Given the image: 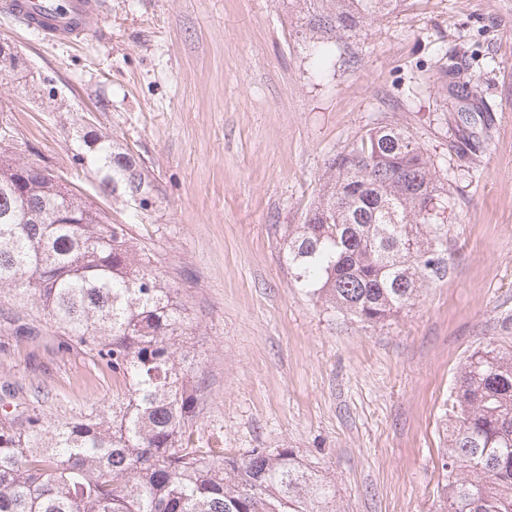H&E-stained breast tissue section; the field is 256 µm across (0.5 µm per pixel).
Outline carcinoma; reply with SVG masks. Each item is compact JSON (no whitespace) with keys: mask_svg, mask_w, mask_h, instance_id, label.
Segmentation results:
<instances>
[{"mask_svg":"<svg viewBox=\"0 0 512 512\" xmlns=\"http://www.w3.org/2000/svg\"><path fill=\"white\" fill-rule=\"evenodd\" d=\"M402 0H290L323 68L332 46ZM451 94L457 63L438 59ZM79 160L100 191L148 203L133 155L90 131ZM0 139V295L38 302L73 342L125 383L107 408L57 424L14 410L0 423V512H336L332 482L290 448L243 458L193 448L192 401L177 359L186 320L174 289L127 229L61 183L19 174ZM448 196L403 128L370 129L334 157L304 224L288 237L298 281L369 327L412 306L446 273ZM62 208L75 224H56ZM433 512H512V352L481 349L460 368Z\"/></svg>","mask_w":512,"mask_h":512,"instance_id":"obj_1","label":"carcinoma"}]
</instances>
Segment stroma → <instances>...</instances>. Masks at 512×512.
Listing matches in <instances>:
<instances>
[{"label": "stroma", "mask_w": 512, "mask_h": 512, "mask_svg": "<svg viewBox=\"0 0 512 512\" xmlns=\"http://www.w3.org/2000/svg\"><path fill=\"white\" fill-rule=\"evenodd\" d=\"M94 33L47 43L0 15L22 57L0 119L125 224L184 308L197 448H290L335 485L339 512H430L447 402L474 350L512 349V0H403L313 71L283 0H106ZM468 68L484 111L451 99L437 61ZM397 125L448 190V271L377 327L297 281L288 236L329 162ZM96 130L131 152L147 205L78 162ZM122 380L38 305L0 300V405L51 421L123 394Z\"/></svg>", "instance_id": "1"}]
</instances>
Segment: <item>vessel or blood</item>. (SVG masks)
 Returning a JSON list of instances; mask_svg holds the SVG:
<instances>
[{
  "instance_id": "obj_1",
  "label": "vessel or blood",
  "mask_w": 512,
  "mask_h": 512,
  "mask_svg": "<svg viewBox=\"0 0 512 512\" xmlns=\"http://www.w3.org/2000/svg\"><path fill=\"white\" fill-rule=\"evenodd\" d=\"M0 11L46 41L77 42L103 15L101 0H0Z\"/></svg>"
}]
</instances>
